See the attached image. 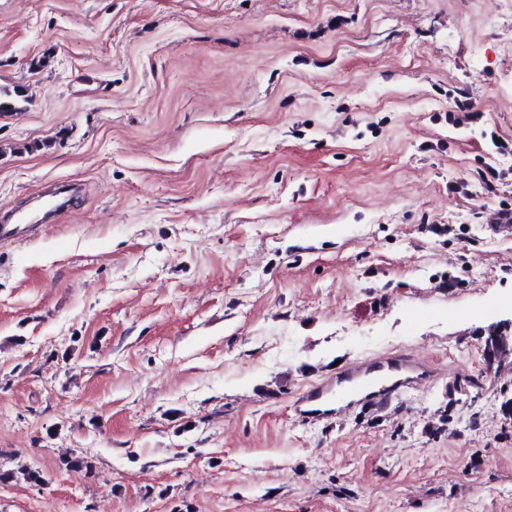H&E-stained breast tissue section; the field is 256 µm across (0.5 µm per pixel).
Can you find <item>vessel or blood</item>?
Here are the masks:
<instances>
[{"label": "vessel or blood", "instance_id": "vessel-or-blood-1", "mask_svg": "<svg viewBox=\"0 0 512 512\" xmlns=\"http://www.w3.org/2000/svg\"><path fill=\"white\" fill-rule=\"evenodd\" d=\"M36 229L34 217L28 215L15 224H0V243L21 241ZM436 374L434 365L412 355L370 356L307 386L293 409L304 423L330 425L360 407L389 410L403 394L419 390Z\"/></svg>", "mask_w": 512, "mask_h": 512}]
</instances>
